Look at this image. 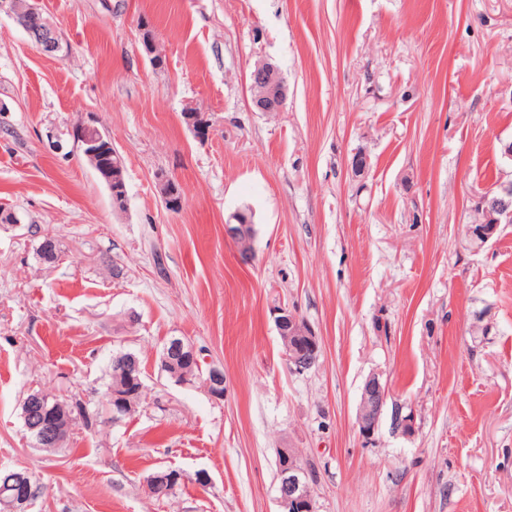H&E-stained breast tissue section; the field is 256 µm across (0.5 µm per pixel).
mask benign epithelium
I'll list each match as a JSON object with an SVG mask.
<instances>
[{"label":"benign epithelium","mask_w":512,"mask_h":512,"mask_svg":"<svg viewBox=\"0 0 512 512\" xmlns=\"http://www.w3.org/2000/svg\"><path fill=\"white\" fill-rule=\"evenodd\" d=\"M9 14L14 22L30 37L39 52L45 56L58 57L64 51L63 42L54 20L39 7V0H28L25 15H16L14 0H0V13ZM143 49L150 62L166 59V54L155 41L150 24L143 23ZM248 88L251 103L255 111L266 116L283 112L288 99V86L277 66L266 59L253 65L248 74ZM183 117L196 137L205 140L209 137V127L200 122V115L193 106L185 107ZM112 140L109 131L99 125V121H82L75 145L98 178L106 185L114 207L123 210L128 205L126 181L123 178L124 161L117 149L104 153L102 144ZM158 187L165 206L169 209L182 204L179 186L166 176L157 178ZM480 204L489 214L487 224H469L466 234L471 243L480 247L494 239L502 224L512 223V184L501 182L496 190H487ZM242 212L231 215L224 224V235L234 243L251 241L255 238L254 226L241 221ZM275 326L279 336L286 344L285 357L288 366L295 372H305L314 367L321 355V342L315 330L304 322L295 312L284 305L272 308ZM196 357L193 345L181 338L170 339L164 348L163 362L169 369L171 378L178 383L184 382L177 361L182 357ZM205 387L215 399L224 398V370L213 367L209 370ZM388 397V387L380 375L372 374L361 389L357 411L359 433L365 442L373 441L378 431ZM394 428L405 436L415 433L413 414H403L402 408H394L392 414ZM281 464L278 469V500L283 512H317L314 484L308 470L304 467L298 453L292 448L278 449ZM183 474L171 469L156 472L147 479L149 492L161 495L166 484L182 479ZM15 480L22 491L0 494V512H25L32 498L39 495L41 486L27 470L16 472Z\"/></svg>","instance_id":"benign-epithelium-1"}]
</instances>
